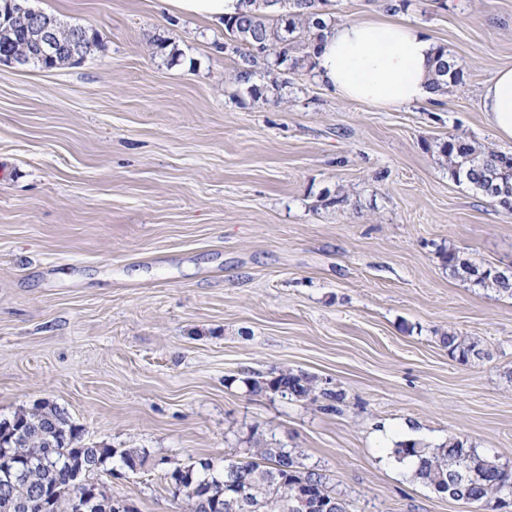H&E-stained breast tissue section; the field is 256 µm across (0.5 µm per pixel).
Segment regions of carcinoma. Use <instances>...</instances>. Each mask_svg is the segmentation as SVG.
<instances>
[{"instance_id": "carcinoma-1", "label": "carcinoma", "mask_w": 512, "mask_h": 512, "mask_svg": "<svg viewBox=\"0 0 512 512\" xmlns=\"http://www.w3.org/2000/svg\"><path fill=\"white\" fill-rule=\"evenodd\" d=\"M0 0V48L5 46L13 58H23L26 66L53 69L81 63L98 45V32L81 25L67 24L52 14L41 13L58 44L51 56L35 55L24 36V23ZM322 0H259L260 8L242 13L224 23L228 41L224 52L235 57L234 80L246 87L256 103L265 104L264 91L253 83L262 70L272 75L278 86L280 75L305 67L312 57L317 41L327 28ZM466 63L438 46L435 60L434 89L442 94L448 87L463 82ZM448 161L451 176L465 181L498 203L504 195L512 197V153L486 150L464 137L450 134L440 147ZM451 275L491 290L499 296L512 298V276L505 279L497 268L487 267L481 278L473 273L480 267L462 260L453 251L446 256ZM448 353L467 362L477 351L488 352L480 341L454 331L441 337ZM276 385L294 384L296 397L321 396L331 401L342 400V393L323 388L318 380L303 372L280 370L272 378ZM79 430L67 413L56 405L42 403L30 410L14 414V423L3 427L0 421V512H77V494L85 496L83 512H116L103 485L94 475L104 471L106 463L119 456L126 467L140 465L144 457L138 449L118 452L112 448H84L77 445ZM398 459L413 457L417 461L415 478L434 490L443 491L451 477L468 471L473 484L472 499L491 504L507 489H512V469L489 458L456 437L435 448L417 442H401L394 448ZM89 463L85 485L77 489L73 471L81 463ZM234 474L235 483L252 498L263 503L264 512H290L296 481L309 478L322 487L323 494L336 498L340 512H349V503L335 496L325 476L314 469L302 467L297 457L283 448H263L257 460L224 458L218 469L208 461L177 466L170 471L173 495H182L189 512H224V480Z\"/></svg>"}]
</instances>
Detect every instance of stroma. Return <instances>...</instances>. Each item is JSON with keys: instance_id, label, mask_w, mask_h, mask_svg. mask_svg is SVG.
<instances>
[{"instance_id": "stroma-1", "label": "stroma", "mask_w": 512, "mask_h": 512, "mask_svg": "<svg viewBox=\"0 0 512 512\" xmlns=\"http://www.w3.org/2000/svg\"><path fill=\"white\" fill-rule=\"evenodd\" d=\"M33 4L100 43L52 70L0 62V419L47 401L79 445L145 450L137 472L97 476L130 512H188L166 470L269 440L352 512H479L393 447L457 437L512 467V298L443 261L512 266V216L438 148L512 153L481 108L512 66V0H410L399 19L467 73L436 105L386 108L309 68L257 105L224 28L160 0ZM451 330L488 358L450 357ZM286 368L342 401L246 384Z\"/></svg>"}]
</instances>
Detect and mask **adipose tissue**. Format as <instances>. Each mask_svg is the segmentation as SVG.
Instances as JSON below:
<instances>
[{"instance_id":"obj_1","label":"adipose tissue","mask_w":512,"mask_h":512,"mask_svg":"<svg viewBox=\"0 0 512 512\" xmlns=\"http://www.w3.org/2000/svg\"><path fill=\"white\" fill-rule=\"evenodd\" d=\"M186 17L220 24L246 0H166ZM436 44L418 26L364 20L332 24L313 56L328 91L379 107L437 100L430 87ZM481 107L495 135L512 142V68L498 70L486 85Z\"/></svg>"}]
</instances>
